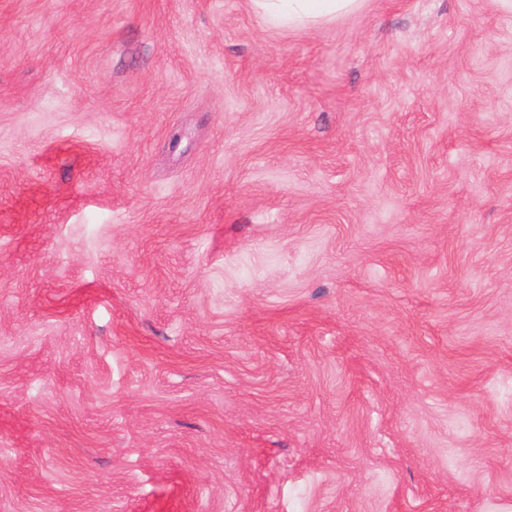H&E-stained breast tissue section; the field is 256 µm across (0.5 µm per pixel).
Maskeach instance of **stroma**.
<instances>
[{"label": "stroma", "instance_id": "35a3bbf8", "mask_svg": "<svg viewBox=\"0 0 512 512\" xmlns=\"http://www.w3.org/2000/svg\"><path fill=\"white\" fill-rule=\"evenodd\" d=\"M0 512H512V8L0 0ZM265 22L276 24H315L324 18L346 13L358 0H252Z\"/></svg>", "mask_w": 512, "mask_h": 512}]
</instances>
